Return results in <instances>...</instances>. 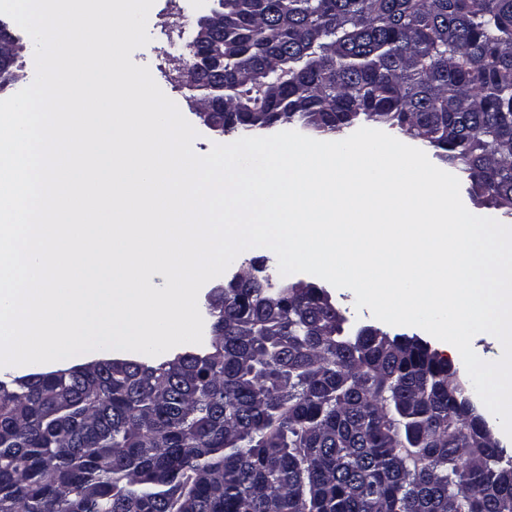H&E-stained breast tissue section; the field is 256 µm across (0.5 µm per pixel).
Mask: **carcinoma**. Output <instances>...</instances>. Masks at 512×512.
Segmentation results:
<instances>
[{
    "mask_svg": "<svg viewBox=\"0 0 512 512\" xmlns=\"http://www.w3.org/2000/svg\"><path fill=\"white\" fill-rule=\"evenodd\" d=\"M222 134L396 126L512 214V0H218ZM328 292L226 289L211 351L0 380V512H512L457 369Z\"/></svg>",
    "mask_w": 512,
    "mask_h": 512,
    "instance_id": "cac0c4a2",
    "label": "carcinoma"
}]
</instances>
